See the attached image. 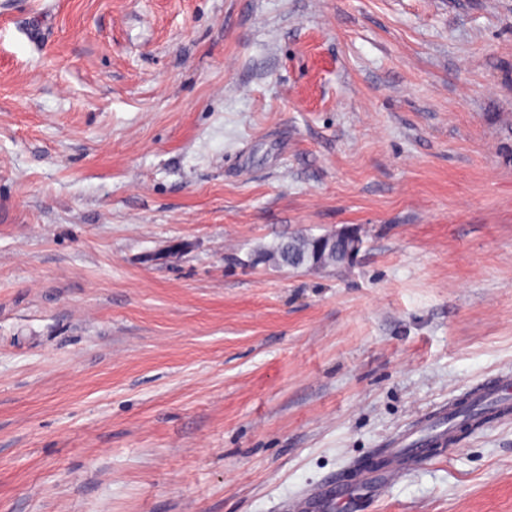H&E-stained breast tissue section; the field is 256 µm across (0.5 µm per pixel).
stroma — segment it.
Here are the masks:
<instances>
[{"instance_id": "stroma-1", "label": "stroma", "mask_w": 512, "mask_h": 512, "mask_svg": "<svg viewBox=\"0 0 512 512\" xmlns=\"http://www.w3.org/2000/svg\"><path fill=\"white\" fill-rule=\"evenodd\" d=\"M505 374L512 0H0V512H512V416L358 481ZM339 233L314 235L298 231L274 244L260 247L250 253L244 263L272 262L290 268H337L352 262ZM424 448L411 447V448H392L388 453L385 468L376 476H371L368 479H375L377 485L381 488L387 487L392 481L397 479L401 474V456L403 453L417 455L421 459L424 455ZM343 490L344 489L342 484L337 482L336 485L330 484L322 494L315 497L307 496L302 498V500L298 503L296 510L300 512H309L307 510H310L314 507H325L334 496L336 498L337 508L341 499L340 495L343 493Z\"/></svg>"}]
</instances>
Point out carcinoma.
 <instances>
[{
	"label": "carcinoma",
	"mask_w": 512,
	"mask_h": 512,
	"mask_svg": "<svg viewBox=\"0 0 512 512\" xmlns=\"http://www.w3.org/2000/svg\"><path fill=\"white\" fill-rule=\"evenodd\" d=\"M272 262L290 268H337L351 262L346 245L339 234L314 235L298 231L274 244L260 247L250 253L248 262ZM509 406L502 401H484V398H463L456 404L454 417L459 426L474 429L499 411Z\"/></svg>",
	"instance_id": "1"
}]
</instances>
